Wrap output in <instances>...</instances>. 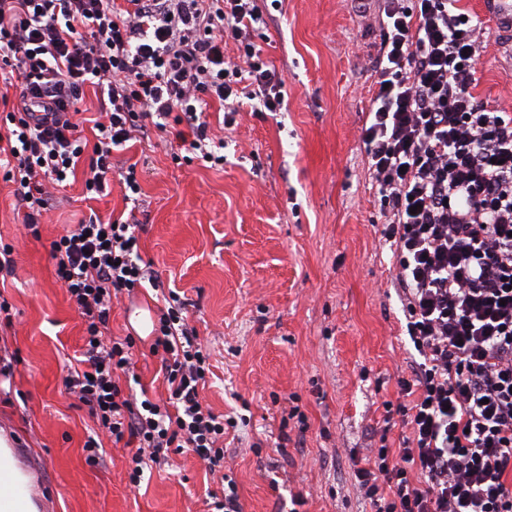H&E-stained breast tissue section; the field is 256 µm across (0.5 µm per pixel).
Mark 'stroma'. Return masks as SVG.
<instances>
[{"instance_id": "35a3bbf8", "label": "stroma", "mask_w": 512, "mask_h": 512, "mask_svg": "<svg viewBox=\"0 0 512 512\" xmlns=\"http://www.w3.org/2000/svg\"><path fill=\"white\" fill-rule=\"evenodd\" d=\"M265 8L273 20L255 41L286 78V108L247 109L226 128L210 107L223 166L175 161L165 133L152 131L120 154L136 167L139 200L117 183L84 199L78 167L35 236L0 181V247L12 246L14 260L0 286L12 318L0 322V367L11 371L0 375V434L15 467L31 475L38 512H208L207 493L220 486L189 450L137 485L129 448L107 440L105 459L87 458L98 427L64 384L84 324L56 278L50 244L93 213L112 221L139 210L141 258L185 299L211 350L202 397L236 422L224 437V471L240 512H373L353 458L371 432L387 430L393 448L409 434L383 423L398 377L411 374L413 347L359 137L374 81L365 60L380 31L352 0H267ZM477 69L478 99L512 112V35L491 31ZM135 304L154 317L166 306L147 284L120 295L110 333L134 337L133 371L150 398L163 399L154 337L131 323Z\"/></svg>"}]
</instances>
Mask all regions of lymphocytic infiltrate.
<instances>
[{"label": "lymphocytic infiltrate", "mask_w": 512, "mask_h": 512, "mask_svg": "<svg viewBox=\"0 0 512 512\" xmlns=\"http://www.w3.org/2000/svg\"><path fill=\"white\" fill-rule=\"evenodd\" d=\"M374 21L382 37L367 67L377 81L360 139L419 359L398 380L412 399L396 409L410 437L371 449L355 477L375 512H512V113L475 96L484 28L457 0H383ZM266 24L257 0H0V76L20 83L17 106L0 92V180L27 233L79 163L86 194L104 195L113 150L151 130L186 126L188 153L223 164L210 102L228 125L240 99L267 112L284 104L285 80L253 41ZM89 86L100 116L88 138L77 115ZM138 225L93 214L50 245L85 323L66 386L109 438L137 439L132 481L181 448L223 471L224 418L200 400L209 354L181 301L161 312L151 345L167 399L120 388L135 340L105 332L113 298L153 278Z\"/></svg>", "instance_id": "lymphocytic-infiltrate-1"}]
</instances>
